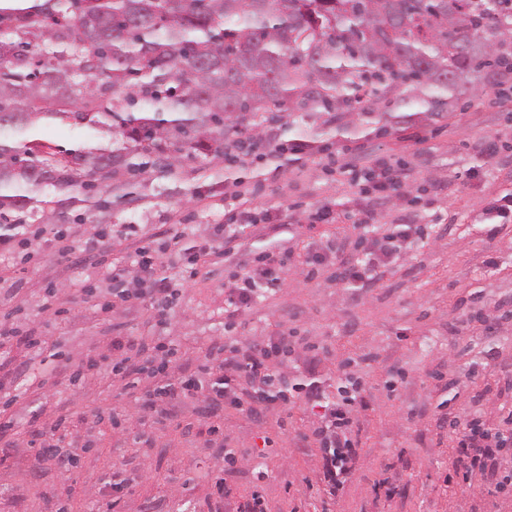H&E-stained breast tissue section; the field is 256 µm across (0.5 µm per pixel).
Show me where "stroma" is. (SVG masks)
<instances>
[{
    "mask_svg": "<svg viewBox=\"0 0 512 512\" xmlns=\"http://www.w3.org/2000/svg\"><path fill=\"white\" fill-rule=\"evenodd\" d=\"M495 86L488 74L455 111L421 113L394 130L333 144L357 165L379 154L409 161L410 188L443 182L430 205L376 201L380 224L410 212L421 233L401 240L372 287L337 283L330 267L309 280L292 269L282 290L259 293L235 318L224 311L225 278L265 253L304 257L333 240L343 260H360L345 218L355 206L352 189L314 154L285 170L190 160L123 205L72 209L73 263L54 264L38 249L27 261L0 254V316L11 314L16 327L35 328L44 340L39 349L0 348V414L14 419L0 437V512H235L254 495L266 512H512V484L492 492L480 472L466 473L454 429L473 420L494 429L512 414V223L488 226L484 213L512 194V105L489 103L484 93ZM488 140L494 150L485 149ZM235 185L254 192L257 222L239 229L234 253L211 256L191 282L174 255L161 254L178 289L167 323L141 301L113 303L111 281L80 251L85 240L110 232L108 259L126 265L139 241L122 237L123 225H141L157 244L172 227L188 243L208 237ZM321 206L337 222L304 226L305 212ZM22 263L31 274L19 283L10 270ZM52 287L62 289V304L77 295L74 309L44 312ZM107 302L113 308L105 314ZM283 332L294 343L273 355V365L290 383L317 387V399L294 392L251 414L246 386L242 407L206 415L188 406L148 427L138 421L137 390L114 369L119 336L172 339L175 378L182 359H204L213 337L233 336L247 349ZM79 355L98 358L100 373L57 378V365ZM350 377L366 408L353 432L355 454L333 490L311 431ZM62 414L60 446L74 461L67 473L34 443Z\"/></svg>",
    "mask_w": 512,
    "mask_h": 512,
    "instance_id": "obj_1",
    "label": "stroma"
}]
</instances>
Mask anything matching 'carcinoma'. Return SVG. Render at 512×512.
<instances>
[{"instance_id":"1","label":"carcinoma","mask_w":512,"mask_h":512,"mask_svg":"<svg viewBox=\"0 0 512 512\" xmlns=\"http://www.w3.org/2000/svg\"><path fill=\"white\" fill-rule=\"evenodd\" d=\"M498 37L512 0H0V226L120 204L281 112H453ZM71 118L94 143L34 138Z\"/></svg>"}]
</instances>
